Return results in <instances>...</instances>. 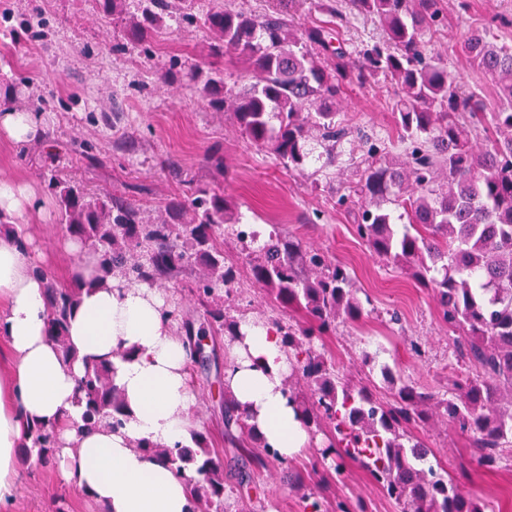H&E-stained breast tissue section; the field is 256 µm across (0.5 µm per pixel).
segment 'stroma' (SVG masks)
I'll return each instance as SVG.
<instances>
[{"mask_svg":"<svg viewBox=\"0 0 512 512\" xmlns=\"http://www.w3.org/2000/svg\"><path fill=\"white\" fill-rule=\"evenodd\" d=\"M448 25L431 42L463 89L490 96L491 88L455 46L469 29L493 18L512 19V0H444ZM154 42H141L125 22L113 19L105 0H0V108L39 112V136L17 143L0 135V177L6 176L45 202L30 222L34 254L64 284L76 252L63 243L67 231L48 187L50 176L75 180L95 192L124 194L146 213L184 196L188 186L224 190L229 220L299 239L346 265L364 314L341 321L317 343L342 373L363 379L362 351H379V364L423 390L445 392L452 381L476 373L458 356V333L443 319L433 290L401 268L372 255L356 236L351 209L338 206L336 190L348 177L324 165L313 147L304 169L288 167L251 145L224 113L212 111L204 93L209 69L207 30L167 20ZM396 93L381 83L347 84L342 119L354 136L394 138ZM224 160L217 172L209 156ZM214 356L192 370L194 427L210 433L229 475L226 512H302L303 492L324 489L308 482L292 488L289 472L321 469L325 432L312 433L300 455L285 464L249 462L224 438L225 337L210 340ZM416 435L463 490L486 500L488 512H512V459L493 471L481 467L468 436L445 420L419 424ZM23 473L15 512H55L66 498L69 512H99L36 453H22ZM250 480L238 484L239 469ZM366 512H397L369 477L349 466L341 489Z\"/></svg>","mask_w":512,"mask_h":512,"instance_id":"stroma-1","label":"stroma"}]
</instances>
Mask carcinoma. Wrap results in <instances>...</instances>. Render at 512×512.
I'll use <instances>...</instances> for the list:
<instances>
[{"mask_svg":"<svg viewBox=\"0 0 512 512\" xmlns=\"http://www.w3.org/2000/svg\"><path fill=\"white\" fill-rule=\"evenodd\" d=\"M279 2L288 10L259 17L217 0H138L129 24L150 43L167 17L201 21L213 36L211 53L247 65L255 78L235 92L224 85L223 72L209 71L205 90L213 110L229 113L253 145L295 168L304 167L311 139L322 146L325 164L347 157L350 177L338 204L361 200L353 211L357 235L374 255L435 290L443 318L460 335L459 353L478 368L448 396L392 377L393 400L374 397L369 384L340 374L314 345L336 333L338 320L363 316L349 270L296 238L270 235L248 258L251 284L308 321L305 327L272 321L291 370L284 395L307 430L331 429L322 459L331 460L338 481L351 463L398 512H485L480 497L414 457L412 449L424 444L412 427L434 413L444 417L469 436L478 462L488 468L499 467L502 448L512 444V45L498 39L492 23L459 44L461 55L493 87L490 107L463 90L444 61L425 56L424 47L444 22L442 0H317L330 21L303 28L294 23L299 0ZM349 13L378 18L386 37L359 58L339 48L331 63L324 58L332 43L330 22H343ZM376 78L399 89L397 139L390 144L349 138L338 109L346 83ZM391 146L399 150L397 163L387 161ZM49 185L61 223L98 253L104 272H119L130 284L160 286L195 269L200 325L177 306L170 312L181 322L191 359L202 351L203 339L236 335L237 323L224 313L218 294L239 283L238 270L226 264L218 243L227 211L222 190L196 187L146 215L121 197L74 180L52 178ZM385 202L403 211L415 233L397 234ZM48 301V337L66 354L75 294L51 280ZM78 391L82 428L93 429L104 419L123 425L124 399L109 363L86 366ZM223 398L229 441L255 444L254 462L280 460L275 449L258 444L230 395ZM27 435L29 450L46 463L55 460L51 432L30 427ZM137 447L163 458L176 473L194 472L189 492L196 509L224 512V459L207 431L191 430L187 446Z\"/></svg>","mask_w":512,"mask_h":512,"instance_id":"carcinoma-1","label":"carcinoma"}]
</instances>
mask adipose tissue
I'll list each match as a JSON object with an SVG mask.
<instances>
[{
  "instance_id": "adipose-tissue-1",
  "label": "adipose tissue",
  "mask_w": 512,
  "mask_h": 512,
  "mask_svg": "<svg viewBox=\"0 0 512 512\" xmlns=\"http://www.w3.org/2000/svg\"><path fill=\"white\" fill-rule=\"evenodd\" d=\"M42 209L34 194L0 179V214L11 219L0 231V338L11 362L0 370V512H14L17 451L30 425L55 431L65 478L102 512H194L185 479L137 447L143 440L164 448L190 441L192 363L166 315L165 294L103 275L98 255L82 252L67 273L76 304L67 327L73 357L64 359L48 338V271L31 253L25 221ZM227 346L226 389L260 442L294 458L308 433L283 393L288 358L280 336L272 325L248 320ZM92 360L112 364L126 404L121 428L108 419L89 431L76 426L84 410L77 380Z\"/></svg>"
}]
</instances>
